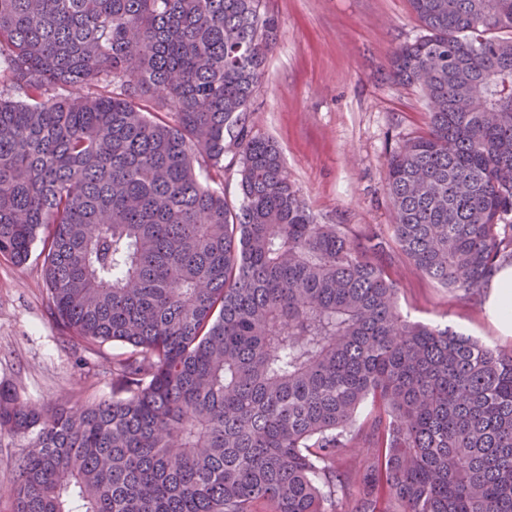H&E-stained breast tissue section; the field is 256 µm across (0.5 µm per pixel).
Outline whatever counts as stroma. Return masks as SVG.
I'll list each match as a JSON object with an SVG mask.
<instances>
[{"mask_svg":"<svg viewBox=\"0 0 512 512\" xmlns=\"http://www.w3.org/2000/svg\"><path fill=\"white\" fill-rule=\"evenodd\" d=\"M261 10L279 36L250 108L254 133L277 143L320 223L388 227L385 160L428 122L422 91L389 74L395 49L422 33L409 0H262ZM41 250L34 245L22 264L0 255V386L44 406L111 398L118 347L68 342L50 314ZM389 270L411 318L512 346L488 312L411 271L400 252ZM29 445L0 433V512H14L15 467Z\"/></svg>","mask_w":512,"mask_h":512,"instance_id":"1","label":"stroma"}]
</instances>
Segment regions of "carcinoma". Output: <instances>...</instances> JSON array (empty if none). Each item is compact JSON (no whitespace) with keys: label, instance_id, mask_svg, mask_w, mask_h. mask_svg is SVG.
Returning <instances> with one entry per match:
<instances>
[{"label":"carcinoma","instance_id":"obj_1","mask_svg":"<svg viewBox=\"0 0 512 512\" xmlns=\"http://www.w3.org/2000/svg\"><path fill=\"white\" fill-rule=\"evenodd\" d=\"M260 2L0 0V255L41 242L62 331L123 347L110 400L0 387L14 512H512V347L403 315L384 261L474 302L512 261V0H409L389 238L318 223L252 133Z\"/></svg>","mask_w":512,"mask_h":512}]
</instances>
